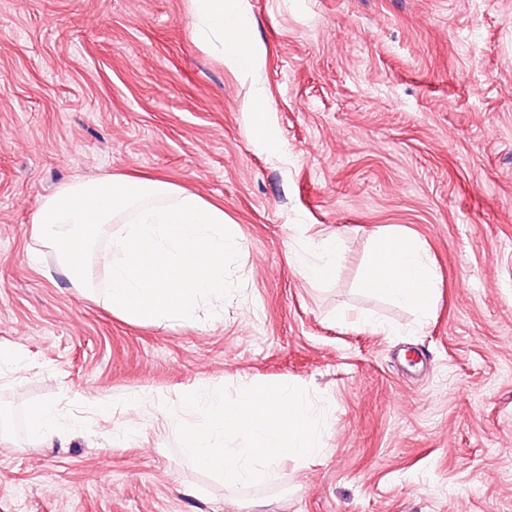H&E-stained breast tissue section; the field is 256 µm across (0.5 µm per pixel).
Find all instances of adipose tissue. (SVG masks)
<instances>
[{
    "label": "adipose tissue",
    "mask_w": 512,
    "mask_h": 512,
    "mask_svg": "<svg viewBox=\"0 0 512 512\" xmlns=\"http://www.w3.org/2000/svg\"><path fill=\"white\" fill-rule=\"evenodd\" d=\"M200 41L215 42L229 68L250 74L259 67L256 48L248 36L247 0H190ZM342 258V237L331 232L306 239L295 256L301 276L313 283L331 281ZM364 288L394 303L427 314L437 290L436 273L422 242L414 235H385L376 241L371 260L361 273Z\"/></svg>",
    "instance_id": "obj_1"
}]
</instances>
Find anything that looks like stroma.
<instances>
[{"label":"stroma","mask_w":512,"mask_h":512,"mask_svg":"<svg viewBox=\"0 0 512 512\" xmlns=\"http://www.w3.org/2000/svg\"><path fill=\"white\" fill-rule=\"evenodd\" d=\"M248 3L276 156L189 0H0V348L23 357L0 368V512H512V0ZM102 173L223 207L242 251L220 319L132 323L30 261L41 199ZM336 229L335 279L305 280L304 234ZM393 230L434 264L427 316L360 286ZM245 379L306 389L325 452L235 488L167 418ZM115 393L134 401L84 403ZM37 403L58 437L32 438ZM251 139L262 146L271 154H277L280 151L279 143L270 136L269 128L264 120H254L249 127ZM56 408L52 404H36L28 413V423L31 432L43 435L56 427Z\"/></svg>","instance_id":"obj_1"}]
</instances>
